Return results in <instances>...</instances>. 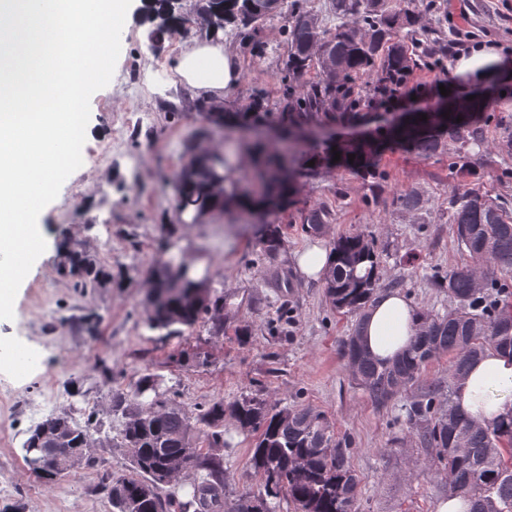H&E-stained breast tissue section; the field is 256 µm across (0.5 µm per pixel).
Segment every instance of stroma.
Listing matches in <instances>:
<instances>
[{"label":"stroma","mask_w":512,"mask_h":512,"mask_svg":"<svg viewBox=\"0 0 512 512\" xmlns=\"http://www.w3.org/2000/svg\"><path fill=\"white\" fill-rule=\"evenodd\" d=\"M437 5L449 39L462 40V48H450L442 65L415 67L405 90L385 104L344 116L295 117L275 108L283 92V15L267 19L248 46L236 27H226L241 75L218 110L170 84L181 45L203 31L176 33L155 47L148 27L122 33L108 78L85 98L84 121L93 132L83 146L87 163L56 176L45 197L51 238L15 283L10 313L0 319V484L10 487L0 494V512H112L110 478L130 471V453L120 444L122 403L146 371L161 376L191 414L243 395L281 408L310 406L351 444L358 512H436L448 483L434 450L420 447L406 425L409 392L380 406L355 384L341 341L356 317L332 307L324 282L308 279L294 254L363 235L379 256L381 290L403 293L430 313L452 309L433 277L467 260L448 219V197L460 181L453 154L425 158L388 149L375 180L331 159L334 148L374 137L397 114L434 107L435 81L460 51L484 46L512 63V0ZM485 97L484 144L468 180L511 209L512 95L496 89ZM205 144L218 157L260 145L295 147L296 192L288 206L242 212L236 201L250 180L242 171L225 184L223 212L199 217L180 209L176 176ZM413 191L420 206L408 211L397 198ZM318 208L330 221L308 232L303 218ZM266 224L284 233L272 265L259 259ZM74 253L102 269L98 282L84 284L71 271ZM167 262L188 265L208 297H223V330L204 320L177 336L149 329L151 274ZM46 395L52 414L86 406L95 412L93 467L46 480L26 465L21 446L39 420L28 404ZM255 439L225 419L224 512L256 484Z\"/></svg>","instance_id":"35a3bbf8"}]
</instances>
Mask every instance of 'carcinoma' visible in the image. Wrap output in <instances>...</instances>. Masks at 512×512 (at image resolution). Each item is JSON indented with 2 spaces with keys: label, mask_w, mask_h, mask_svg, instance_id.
I'll use <instances>...</instances> for the list:
<instances>
[{
  "label": "carcinoma",
  "mask_w": 512,
  "mask_h": 512,
  "mask_svg": "<svg viewBox=\"0 0 512 512\" xmlns=\"http://www.w3.org/2000/svg\"><path fill=\"white\" fill-rule=\"evenodd\" d=\"M153 30L160 40L175 31L197 27L222 32L232 24L254 31L268 17L283 12L286 0H161ZM336 24L328 27L319 14L305 11L288 18L282 71L289 85L276 106L284 112H349L366 101L364 87L375 94L401 90L417 57L448 56V35L424 20L436 12L435 0H329ZM316 70L314 79L304 77ZM466 121L448 116L435 124L415 112L411 131L386 133L384 141L348 147L342 161L352 171L375 177V162L383 142L403 145L422 157L446 147L455 151L456 165L468 169L471 151L482 146L480 118L487 112L483 99L461 97ZM355 155L354 161L348 155ZM261 186L258 203L285 201L294 191L284 159L269 158L253 174ZM178 201L197 213L224 210V173L209 157H194L179 174ZM453 233L469 263L435 277L456 303L446 314H422L420 332L411 350L390 364L368 356L358 333L364 312L379 290V257L361 235L337 239L335 261L325 279L332 305L358 316L354 330L341 342L343 356L356 384L377 403L395 400L408 384L415 390L406 403V424L423 448H433L448 478V496L471 504L469 512H512V414L494 425L482 426L459 412L453 401L456 384L472 362L493 349L512 358V304L501 299L512 277V209L484 197L467 184L449 200ZM264 258L275 259L282 245L279 227L268 225L262 236ZM148 326L167 336L182 333L206 318L223 327L224 297H205L202 288L182 266H162L154 273ZM448 353V379L419 377L422 366ZM242 432H256L251 467L256 488L238 499L235 512H249L248 503L262 498L263 512H279L288 498L296 512H358L360 482L347 454L345 440L336 437L330 421L308 406L276 408L253 396L232 402L215 401L192 417L162 388V380L144 372L135 383L120 433L129 449L134 476L112 478V512H224V414ZM95 413L84 423L71 415L50 417L27 431L23 458L39 476L52 479L88 465L85 449L94 441ZM204 437L209 452L197 447ZM69 452L59 455L57 449ZM44 465H36L34 456ZM202 471L189 485L166 496L159 486L175 480L182 460Z\"/></svg>",
  "instance_id": "carcinoma-1"
}]
</instances>
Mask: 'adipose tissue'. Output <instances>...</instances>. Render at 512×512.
I'll use <instances>...</instances> for the list:
<instances>
[{"instance_id":"adipose-tissue-1","label":"adipose tissue","mask_w":512,"mask_h":512,"mask_svg":"<svg viewBox=\"0 0 512 512\" xmlns=\"http://www.w3.org/2000/svg\"><path fill=\"white\" fill-rule=\"evenodd\" d=\"M154 0H10L0 12V253L13 264L0 265V311L24 263L47 239L40 203L30 182L50 183L56 172L75 159L90 133L83 122L86 93L108 75V67L83 69L79 60L90 46L103 43L102 23L121 24L132 17L150 22ZM75 36L63 42L60 28ZM236 56L223 34H210L183 45L175 80L198 96L217 103L238 83ZM65 137L71 150L47 155L48 140ZM421 311L410 299L384 291L370 304L359 332L371 357L391 361L401 356L418 333ZM457 408L484 425L512 413V361L487 351L474 361L457 386Z\"/></svg>"}]
</instances>
